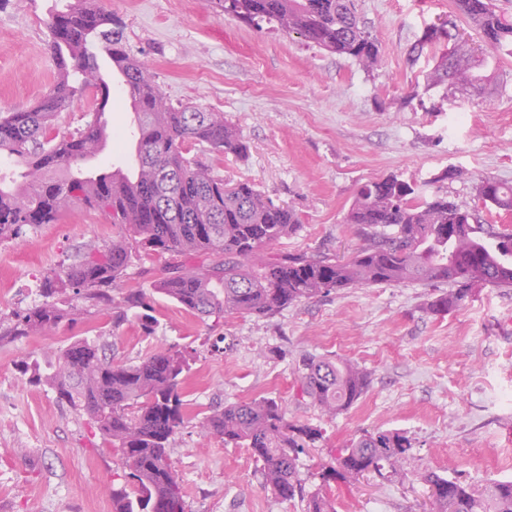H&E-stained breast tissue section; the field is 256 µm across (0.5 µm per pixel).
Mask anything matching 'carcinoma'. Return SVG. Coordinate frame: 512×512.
I'll return each instance as SVG.
<instances>
[{"instance_id": "1", "label": "carcinoma", "mask_w": 512, "mask_h": 512, "mask_svg": "<svg viewBox=\"0 0 512 512\" xmlns=\"http://www.w3.org/2000/svg\"><path fill=\"white\" fill-rule=\"evenodd\" d=\"M213 8L256 29L267 25L297 34L331 53L355 59L370 70L381 57L379 42L357 13L354 0H210ZM456 10L474 24L485 49L477 54L455 48L441 56L427 86L462 85L479 95L494 85V53L512 54V19L494 0H454ZM50 51L56 78L31 109L0 116V156L21 168V180L0 176V245L43 224H53L75 204L97 211L112 223V241L76 250L59 272L40 280L41 300L0 322V341L44 334L63 322L91 314L140 310L145 330L152 328L151 297L130 288L112 298L140 251L167 253L171 261L153 288L201 319L224 316L272 317L303 300L358 286L415 281L452 285L427 303L433 315H446L473 294L477 278L496 288H512V232L495 230L475 208H464L436 194L419 195L416 186L395 175L362 185L345 223L361 243L347 260L326 254L267 257L280 239L301 224L290 207L280 206L250 182L226 183L191 155L195 147L243 158L248 146L224 113L175 106L152 74L132 58L123 43V25L96 0H77L52 16ZM108 47L112 66L127 71L138 92L131 105L145 125L137 138L132 173H88L81 164L105 145L102 115L110 99L94 48ZM100 92L84 125L59 132L54 122L84 91ZM483 205L512 211V185L490 177L476 185ZM83 301L69 302L68 291ZM185 352L160 347L138 362L118 361L98 339L74 341L57 357L53 371L28 366L31 380L50 385L57 401L90 417L117 448L129 472L125 488L112 490L115 512H186L182 486L169 450L185 424L187 403L181 375ZM300 396L333 419L367 391L370 375L338 358L306 355L298 364ZM201 429L246 448L261 463L262 487L281 501L301 502L303 512H336L318 491L305 489L299 455L322 441V429L288 419L282 402L269 397L231 403L204 418ZM411 439L402 432L376 430L350 440L336 465L319 472L321 482L340 479L354 485L375 474L404 475ZM419 479L436 492L429 512H512V479H494L482 491L459 478L424 471Z\"/></svg>"}]
</instances>
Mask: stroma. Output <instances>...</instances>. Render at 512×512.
Segmentation results:
<instances>
[{
    "instance_id": "35a3bbf8",
    "label": "stroma",
    "mask_w": 512,
    "mask_h": 512,
    "mask_svg": "<svg viewBox=\"0 0 512 512\" xmlns=\"http://www.w3.org/2000/svg\"><path fill=\"white\" fill-rule=\"evenodd\" d=\"M75 0H0V113L25 109L52 85L51 15ZM123 22L128 53L144 63L172 104L223 113L243 135L246 157L202 153L226 181H249L293 208L300 229L281 253L323 249L349 257L359 240L345 222L356 189L389 175L422 195L448 193L476 202L479 179L512 184V56H502L492 94L428 88L426 76L446 43L411 47L446 22L460 44L479 45L475 28L452 0H358L381 46L364 70L352 58L279 31H255L212 9L209 0H104ZM107 143L87 170L130 171L136 137L121 78L109 83ZM415 102H407L410 93ZM448 169L457 177L439 181ZM105 218L73 206L58 223L0 245V314L38 301L41 278L59 270ZM436 287L400 283L345 288L297 303L271 318L200 319L153 294L156 324L145 332L136 312L120 323L88 317L40 336L0 343V512H113L123 485L120 454L86 414L59 405L47 385L28 383L23 360L48 362L83 337L110 342L116 359L138 361L160 347L186 351L183 391L191 405L170 448L186 512H302L262 486L249 451L202 433V419L230 403L280 400L290 420L323 428L302 454L307 490L324 488L337 512H423L426 486L416 475H460L475 488L512 478V288L484 286L445 316L426 311ZM349 360L371 375L364 395L327 419L298 395L303 355ZM398 430L412 441L405 479L378 477L348 487L321 485L318 473L352 438Z\"/></svg>"
}]
</instances>
